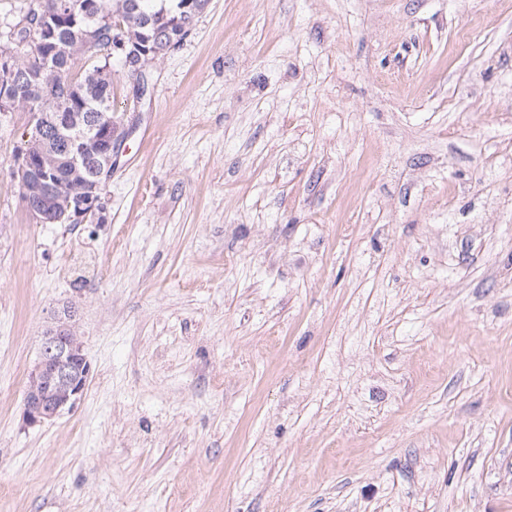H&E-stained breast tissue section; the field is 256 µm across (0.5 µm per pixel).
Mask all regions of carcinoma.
Here are the masks:
<instances>
[{
  "instance_id": "cac0c4a2",
  "label": "carcinoma",
  "mask_w": 512,
  "mask_h": 512,
  "mask_svg": "<svg viewBox=\"0 0 512 512\" xmlns=\"http://www.w3.org/2000/svg\"><path fill=\"white\" fill-rule=\"evenodd\" d=\"M87 0H30L23 16L26 25L16 33L15 42L6 50L25 58L26 65L18 73L21 86L35 92L48 84L55 87L56 102L50 112H71L81 126H86L99 114H112V82L104 79H80L68 85L72 71L80 68L81 58L57 54L45 61L53 45H68L80 41L86 31L82 19ZM100 8L112 11L122 23L123 37L129 44H142L159 32L179 47L189 35L186 22L201 8L202 0H97ZM71 130L55 129L49 124L40 135L42 147L55 160L51 172L58 197L67 198V189L76 182L92 178L102 162L101 144H92L87 158L79 166L71 163L73 147L68 140Z\"/></svg>"
}]
</instances>
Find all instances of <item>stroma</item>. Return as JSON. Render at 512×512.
<instances>
[{
	"mask_svg": "<svg viewBox=\"0 0 512 512\" xmlns=\"http://www.w3.org/2000/svg\"><path fill=\"white\" fill-rule=\"evenodd\" d=\"M151 78L102 222L0 114V512H512V0H208ZM73 130L60 126L55 130L54 125L48 124L43 131H39L43 139L42 147L55 160L52 171L50 160H46L42 154H36L38 136L32 138L27 133L19 148L15 160L14 175L18 182L21 198L30 220L36 224H51L56 222L81 224L91 219L101 220L106 210V200L101 194L79 190L75 193L73 204L63 212L54 209L45 211L38 206L37 201L54 198L56 195L49 186V174L54 182L58 197L67 198V189L76 182L93 179L92 175L96 167L102 162V143L91 144L87 150V158L80 166L71 163L73 147L68 140V135ZM52 171V172H51ZM66 217V218H65ZM65 218V219H64ZM69 321L43 336L39 357L29 372L23 396V420L30 426L42 425L71 412L83 399L91 366L76 325ZM80 364L78 376L72 364Z\"/></svg>",
	"mask_w": 512,
	"mask_h": 512,
	"instance_id": "stroma-1",
	"label": "stroma"
}]
</instances>
